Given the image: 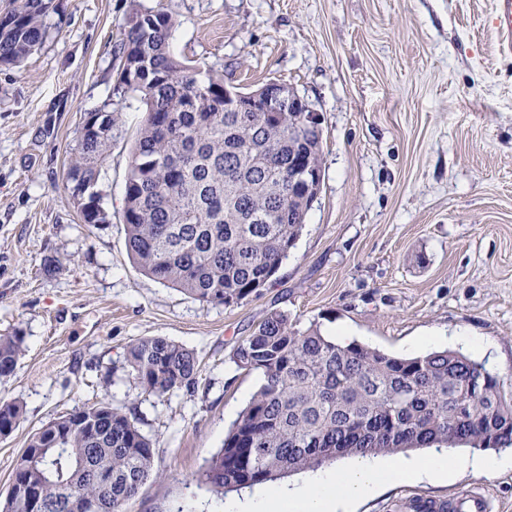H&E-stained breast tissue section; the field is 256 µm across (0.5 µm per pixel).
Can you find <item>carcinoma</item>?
<instances>
[{"label": "carcinoma", "instance_id": "1", "mask_svg": "<svg viewBox=\"0 0 512 512\" xmlns=\"http://www.w3.org/2000/svg\"><path fill=\"white\" fill-rule=\"evenodd\" d=\"M53 0H14L0 14V66H16L45 40ZM168 12L134 7L114 50L113 91L145 106L125 182L128 253L151 278L207 305L230 306L265 287L293 247L308 210L307 182L322 179L321 132L300 112L269 119L224 109V78L170 50ZM192 97L212 98L203 109ZM89 112L66 188L82 223L106 222L95 189L112 146V112ZM24 337H0V378L13 373ZM262 376L259 389L206 463L203 484L224 494L359 454L433 445L512 447V383L452 351L396 357L353 340L341 345L315 324L300 329L270 312L231 356ZM142 390L163 397L196 383L195 351L162 337L127 354ZM23 406L0 403V437ZM42 449L33 462L28 449ZM154 444L104 398L34 433L12 481L39 491L47 512H123L153 475ZM4 512H31L10 491Z\"/></svg>", "mask_w": 512, "mask_h": 512}]
</instances>
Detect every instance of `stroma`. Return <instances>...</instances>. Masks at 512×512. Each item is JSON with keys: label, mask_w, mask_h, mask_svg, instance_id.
Here are the masks:
<instances>
[{"label": "stroma", "mask_w": 512, "mask_h": 512, "mask_svg": "<svg viewBox=\"0 0 512 512\" xmlns=\"http://www.w3.org/2000/svg\"><path fill=\"white\" fill-rule=\"evenodd\" d=\"M54 3L44 43L0 67V336L24 338L0 379V400L24 411L0 438V503L30 436L107 396L155 446L154 476L125 512H211L198 475L261 379L230 357L273 311L402 356L433 330L467 329L487 368L512 376V56L496 49L494 0ZM135 4L173 16L177 58L241 92L286 84L318 120L320 193L272 281L241 303H200L128 257L124 184L143 109L112 96V52ZM107 100L110 221L91 227L63 181L85 113ZM154 336L196 352L194 389L157 398L136 385L127 351ZM476 487L512 512V470L383 487L351 509L402 512Z\"/></svg>", "instance_id": "1"}]
</instances>
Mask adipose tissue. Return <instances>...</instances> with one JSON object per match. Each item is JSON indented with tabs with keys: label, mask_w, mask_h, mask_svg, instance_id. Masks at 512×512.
<instances>
[{
	"label": "adipose tissue",
	"mask_w": 512,
	"mask_h": 512,
	"mask_svg": "<svg viewBox=\"0 0 512 512\" xmlns=\"http://www.w3.org/2000/svg\"><path fill=\"white\" fill-rule=\"evenodd\" d=\"M510 469L512 455L451 456L442 452L411 461H380L360 455L351 467L319 470L291 486L261 485L245 500L225 501L224 512H346L349 502L380 486L412 480L438 482L453 471L489 475Z\"/></svg>",
	"instance_id": "1"
}]
</instances>
